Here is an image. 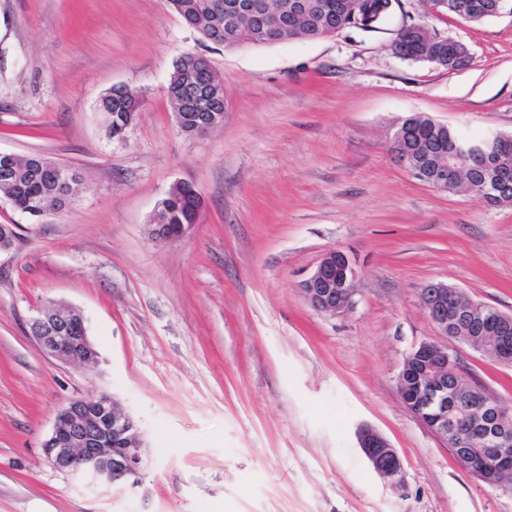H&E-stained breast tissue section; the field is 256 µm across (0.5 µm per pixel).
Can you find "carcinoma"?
Masks as SVG:
<instances>
[{
    "label": "carcinoma",
    "instance_id": "1",
    "mask_svg": "<svg viewBox=\"0 0 512 512\" xmlns=\"http://www.w3.org/2000/svg\"><path fill=\"white\" fill-rule=\"evenodd\" d=\"M213 0H170L181 20L198 31L202 37L218 46L224 39L214 35L224 32V16L211 11ZM316 4L312 17L297 19L298 36L317 39L346 27L374 31L386 16L387 0H360V9H354L355 0H310ZM267 40L259 29L242 22L236 40L230 47L264 45ZM393 53L405 59H416L419 53L417 39L407 32L400 41L391 44ZM177 57L169 76L168 96L176 111L175 120L180 132L188 137L198 134L204 121H214V127L224 123V81L215 70L196 69L185 58ZM141 107L140 95L125 86L112 87L100 100V109L109 116L107 132L117 125H126ZM401 147L423 159L454 151L457 133L453 128L440 127L433 119L417 115L403 123ZM456 152V151H454ZM498 157L507 172L493 176L491 165L484 158L456 152L459 167L470 181L479 186L494 181L496 193L484 195L493 206H512V139L497 147ZM71 188L54 162L41 155H30L7 160L0 157V196L10 200L18 210L33 214L48 210L62 211L73 201ZM201 207V195L187 183L174 184L157 205L151 218L153 224H194Z\"/></svg>",
    "mask_w": 512,
    "mask_h": 512
}]
</instances>
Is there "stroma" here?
Returning <instances> with one entry per match:
<instances>
[{
    "label": "stroma",
    "mask_w": 512,
    "mask_h": 512,
    "mask_svg": "<svg viewBox=\"0 0 512 512\" xmlns=\"http://www.w3.org/2000/svg\"><path fill=\"white\" fill-rule=\"evenodd\" d=\"M423 24L464 44L456 70L405 60L394 33ZM192 52L224 76V123L190 138L167 95ZM144 105L123 138L110 88ZM420 113L470 135L512 134V16L481 23L398 0L376 32L224 48L169 0H0V152L44 154L81 180L35 218L0 198V512H512L403 405L406 354L441 336L419 302L442 282L512 314V207L413 178L387 142ZM177 182L202 206L161 241L154 209ZM354 259L352 307L315 310L303 280L330 250ZM79 313L96 368L45 354L29 320ZM512 404V367L449 341ZM111 394L150 462L115 489L53 469L42 444L70 400ZM396 448L380 476L360 427ZM100 109L102 112L108 113L109 123L106 130L112 138H120L124 135L133 117L141 107V98L138 93L132 91L126 86L112 87L100 100ZM128 124V125H126ZM117 125H126L116 130L113 136V128Z\"/></svg>",
    "instance_id": "obj_1"
}]
</instances>
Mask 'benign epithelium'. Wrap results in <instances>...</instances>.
I'll list each match as a JSON object with an SVG mask.
<instances>
[{"label": "benign epithelium", "instance_id": "1", "mask_svg": "<svg viewBox=\"0 0 512 512\" xmlns=\"http://www.w3.org/2000/svg\"><path fill=\"white\" fill-rule=\"evenodd\" d=\"M275 0H248L238 6L239 12L260 18L269 15ZM279 26L265 29L263 34L275 43L291 40V27L286 9L277 12ZM421 54L419 58L439 59L437 40L430 30L417 26ZM505 137L489 131L479 138H459L460 148L477 156L488 155L495 143ZM400 163L413 177L442 191H453L458 167L446 155L424 163L410 154ZM191 224H155L153 235L161 240L185 237ZM358 269L351 257L331 250L302 282L305 298L319 312L336 315L352 304ZM421 306L430 320L449 337L485 353L494 349L505 365L512 366V314L496 318L494 335H483L482 305L464 291L443 283L429 282L420 292ZM80 314L63 307H46L29 322L32 336L46 354L66 363L94 368L98 353L86 329L72 333ZM418 367L415 378L398 375V391L405 407L433 434L452 444L457 457L471 473L483 482L499 475L512 474V430L506 420L512 417V406L504 403L487 388L470 391L459 387L465 376L457 358L442 343L422 342L410 350L402 363ZM358 440L374 470L386 478H394L401 469L398 452L377 431L365 427ZM46 462L54 469L81 480L123 488L137 478L147 463L146 444L139 423L121 409L110 394L102 392L94 398L74 399L56 414L50 436L43 444Z\"/></svg>", "mask_w": 512, "mask_h": 512}]
</instances>
